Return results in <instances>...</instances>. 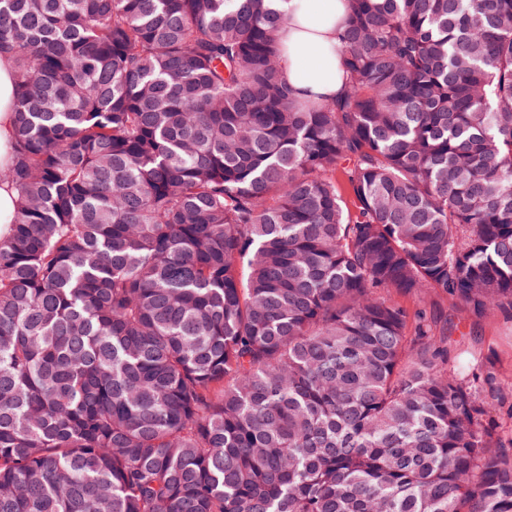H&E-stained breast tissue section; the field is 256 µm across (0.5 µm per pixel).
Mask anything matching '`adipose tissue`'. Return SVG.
<instances>
[{
  "label": "adipose tissue",
  "mask_w": 512,
  "mask_h": 512,
  "mask_svg": "<svg viewBox=\"0 0 512 512\" xmlns=\"http://www.w3.org/2000/svg\"><path fill=\"white\" fill-rule=\"evenodd\" d=\"M346 0H288V20L279 30L280 66L298 99L327 102L342 92L337 26ZM13 58L0 53V169L13 160Z\"/></svg>",
  "instance_id": "1"
}]
</instances>
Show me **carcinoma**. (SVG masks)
I'll list each match as a JSON object with an SVG mask.
<instances>
[{
    "label": "carcinoma",
    "mask_w": 512,
    "mask_h": 512,
    "mask_svg": "<svg viewBox=\"0 0 512 512\" xmlns=\"http://www.w3.org/2000/svg\"><path fill=\"white\" fill-rule=\"evenodd\" d=\"M0 0V512H512V382L398 297L512 314V0ZM346 0H289L277 38L283 76L300 100L329 102L342 92L337 26ZM14 83V60L6 52L0 53V169L2 170L13 160ZM16 200V190L6 183L0 184V237L7 235L10 231L16 210Z\"/></svg>",
    "instance_id": "cac0c4a2"
}]
</instances>
